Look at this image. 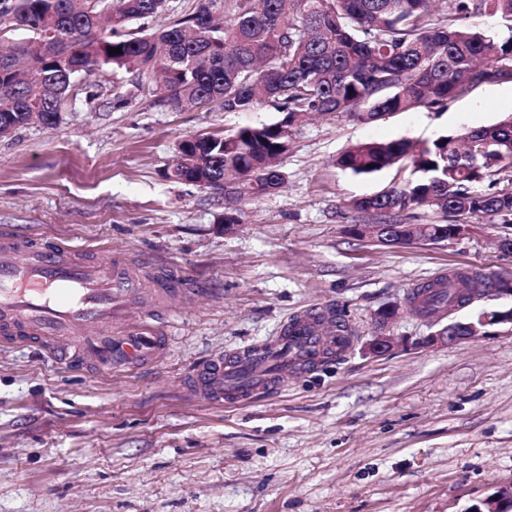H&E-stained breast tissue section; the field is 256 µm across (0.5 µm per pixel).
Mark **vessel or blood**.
I'll list each match as a JSON object with an SVG mask.
<instances>
[{"label": "vessel or blood", "mask_w": 512, "mask_h": 512, "mask_svg": "<svg viewBox=\"0 0 512 512\" xmlns=\"http://www.w3.org/2000/svg\"><path fill=\"white\" fill-rule=\"evenodd\" d=\"M146 276L117 256L97 259L75 246L1 234L0 343L74 355L104 371L145 360L167 342L147 311L135 309ZM183 292L180 276L156 277V300ZM329 315L326 307L309 311L268 344L214 356L195 370L189 389L215 403H244L276 389L282 370L335 355L336 334L324 329Z\"/></svg>", "instance_id": "vessel-or-blood-1"}]
</instances>
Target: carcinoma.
I'll use <instances>...</instances> for the list:
<instances>
[{"instance_id":"cac0c4a2","label":"carcinoma","mask_w":512,"mask_h":512,"mask_svg":"<svg viewBox=\"0 0 512 512\" xmlns=\"http://www.w3.org/2000/svg\"><path fill=\"white\" fill-rule=\"evenodd\" d=\"M434 2L197 0L165 28L127 34L130 21L158 14L165 0H0V117L16 129L56 126L81 72L160 81L181 109L220 99L226 112H253L270 103L285 113L276 124L183 139L167 177L205 182L209 190L238 182L241 197L275 193L286 183L289 128L305 114L372 121L439 109L477 83L512 79V0H448V12L436 20ZM472 16L495 18L511 35L498 39L461 24ZM8 20L27 37L10 38ZM402 160L410 164L408 180L353 208L381 220L414 207L512 218V189L477 190L512 172V115L418 148L405 140L358 143L336 165L370 174ZM501 282L498 274L456 271L417 286L407 302L411 313L433 318L465 306V289Z\"/></svg>"}]
</instances>
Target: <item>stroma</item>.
I'll return each mask as SVG.
<instances>
[{
    "mask_svg": "<svg viewBox=\"0 0 512 512\" xmlns=\"http://www.w3.org/2000/svg\"><path fill=\"white\" fill-rule=\"evenodd\" d=\"M54 128L0 138V230L120 255L188 292L157 303L169 346L103 372L0 346V512H467L512 483V325L422 346L449 318L512 308L488 292L451 317L403 314L407 347L364 354L378 312L418 284L470 269L512 275V222L468 220L455 238L382 245L353 236L352 201L399 184L398 163L357 175L335 159L367 141L430 142L512 114V80L483 82L441 110L373 121L314 114L291 130L284 189L224 201L167 178L182 139L271 124L272 106L179 111L135 74H78ZM338 307L349 345L245 405L191 397L199 361L281 334L293 315Z\"/></svg>",
    "mask_w": 512,
    "mask_h": 512,
    "instance_id": "35a3bbf8",
    "label": "stroma"
}]
</instances>
